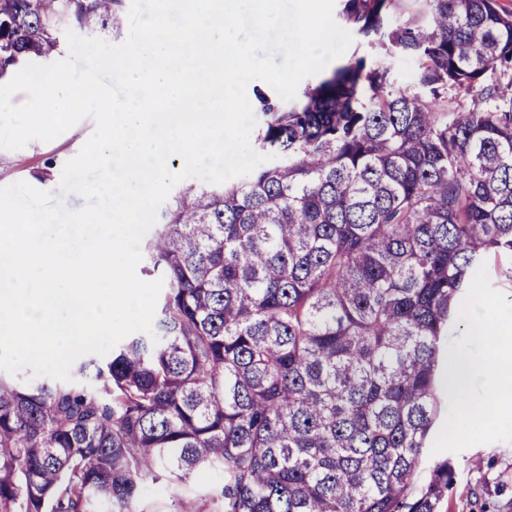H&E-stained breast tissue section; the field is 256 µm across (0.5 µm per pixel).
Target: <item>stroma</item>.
Instances as JSON below:
<instances>
[{
  "instance_id": "1",
  "label": "stroma",
  "mask_w": 512,
  "mask_h": 512,
  "mask_svg": "<svg viewBox=\"0 0 512 512\" xmlns=\"http://www.w3.org/2000/svg\"><path fill=\"white\" fill-rule=\"evenodd\" d=\"M95 124L86 118L49 142L32 141L18 150L0 149V186L20 181L34 188L58 192L62 170L93 133ZM480 291H467L464 303L476 314L512 322V283L485 269L479 274ZM455 405L443 401L428 439L427 460L448 458L456 480L439 512H512V413H495L490 423L476 431L461 430L447 440L449 426L458 424ZM222 476L207 472L187 484L161 479L147 482L133 512H175L182 500L202 504L204 512H223L220 498Z\"/></svg>"
}]
</instances>
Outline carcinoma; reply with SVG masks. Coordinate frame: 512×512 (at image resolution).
<instances>
[{"mask_svg": "<svg viewBox=\"0 0 512 512\" xmlns=\"http://www.w3.org/2000/svg\"><path fill=\"white\" fill-rule=\"evenodd\" d=\"M358 46L304 100L259 96L275 155L190 185L141 250L158 342L70 382L0 372V512H129L148 480L216 470L223 512H438L419 480L448 323L491 257L512 281V11L339 0ZM125 0H0V79ZM416 65L412 86L389 61Z\"/></svg>", "mask_w": 512, "mask_h": 512, "instance_id": "obj_1", "label": "carcinoma"}]
</instances>
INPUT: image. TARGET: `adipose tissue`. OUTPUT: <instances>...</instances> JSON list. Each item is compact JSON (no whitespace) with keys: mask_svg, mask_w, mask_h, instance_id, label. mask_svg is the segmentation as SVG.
<instances>
[{"mask_svg":"<svg viewBox=\"0 0 512 512\" xmlns=\"http://www.w3.org/2000/svg\"><path fill=\"white\" fill-rule=\"evenodd\" d=\"M469 335L483 339L493 346L498 357L496 360L475 361L466 352L460 351L448 358L446 385L452 399L461 403L459 413L464 426L471 429L481 428L485 411H500L506 405H512V386L504 387L497 383V376L512 371V325L502 324L494 318L467 320ZM488 374L492 383L480 396L469 394L464 381L473 372Z\"/></svg>","mask_w":512,"mask_h":512,"instance_id":"ef3b65f1","label":"adipose tissue"}]
</instances>
